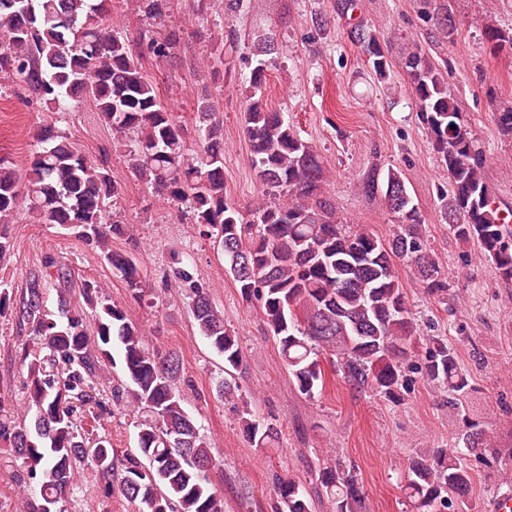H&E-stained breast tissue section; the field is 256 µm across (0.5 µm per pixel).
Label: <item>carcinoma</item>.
I'll list each match as a JSON object with an SVG mask.
<instances>
[{"label": "carcinoma", "instance_id": "cac0c4a2", "mask_svg": "<svg viewBox=\"0 0 512 512\" xmlns=\"http://www.w3.org/2000/svg\"><path fill=\"white\" fill-rule=\"evenodd\" d=\"M112 0H0V74L49 112L87 103L116 132L134 135L128 167L144 184L177 205H186L190 223L219 238L224 260L240 293L260 301L263 323L279 345L298 391H323L326 371L357 390L398 397L403 361L417 341V328L396 273L395 260L413 271L429 295L447 291L448 282L420 233L418 207L399 170L368 174L366 191L380 195L398 230L384 241L365 228L340 222L323 193L324 160L293 126L267 107L263 90L275 64L274 42L264 47L250 77L244 131L250 157L270 200L244 215L224 199L223 121L205 94L197 108V139L189 148L184 126L158 98L142 70L141 57H176L183 31L166 23L169 0H133L134 9L154 21L157 32L143 34L140 51L112 25ZM436 31L452 39L457 22L448 5L435 7ZM483 37L491 53L512 54V26L486 17ZM351 40L367 56L375 75L393 67L377 36L363 25ZM407 74L416 112L440 162L450 190L441 198L443 218L454 235L478 244L496 274L512 282V210L503 211L485 177L489 160L449 88L451 64L440 63L414 44L399 59ZM499 133L512 140V105L494 113ZM32 158L21 173L0 159V257L12 246L8 224L24 208L38 224L69 226L98 247L129 288L143 287L137 265L112 252V236L123 226L107 207L120 187L109 170L92 163L66 137L40 128L33 134ZM179 278L193 293L199 334L224 357L225 373L243 364L237 337L211 303L207 289L185 270ZM48 281L33 279L19 294V324L31 325L32 344L21 356L24 415L0 424V441L22 460L23 473L36 481L31 512H65L64 503L78 464H90L104 480L106 494L139 502L146 512H224V498L206 476L217 465L211 444L184 406L187 383L180 357L158 355L146 346L125 311L86 282L81 296L94 312L88 335L69 294L57 290V313L44 307ZM118 349L127 402L141 411L136 452L118 462L105 437L89 440L72 420V404L93 402L92 378L112 364ZM423 379L448 392V407L464 424L463 446L489 445L486 431L469 415L473 388L456 354L441 338H425L418 355ZM62 363L66 380L56 377ZM330 369H325V365ZM243 430L251 446L267 448L277 429L242 404ZM473 475L457 455L417 459L408 467L405 490L418 512H445L468 506ZM322 486L336 512H357L361 492L355 471L336 460L322 475ZM276 494L282 512H313L300 483L281 479Z\"/></svg>", "mask_w": 512, "mask_h": 512}]
</instances>
